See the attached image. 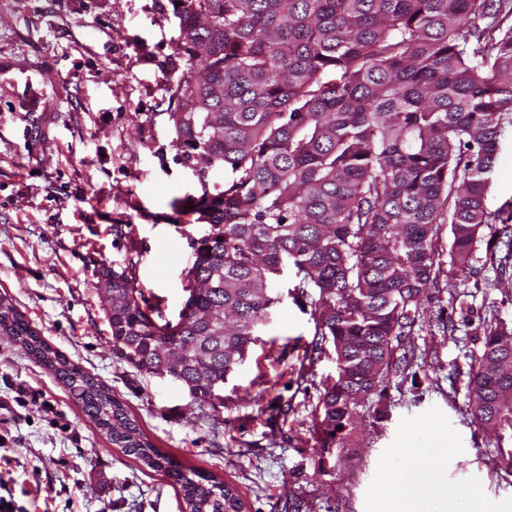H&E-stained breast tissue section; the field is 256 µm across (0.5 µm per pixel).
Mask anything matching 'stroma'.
Returning <instances> with one entry per match:
<instances>
[{
    "mask_svg": "<svg viewBox=\"0 0 512 512\" xmlns=\"http://www.w3.org/2000/svg\"><path fill=\"white\" fill-rule=\"evenodd\" d=\"M171 0H0V299L109 390L143 440L229 486L247 512H392L412 493L404 449L487 512H512L504 435L468 407L487 321L512 327V253L483 231L465 276L443 270L405 336L413 356L358 409L342 454L315 446L335 373L314 307L285 297L227 379L200 401L138 371L112 345L99 271L132 264L136 286L176 319L205 225L174 199L200 185L172 145L170 85L184 68ZM489 211L512 204V113L503 117ZM0 495L12 512H187L165 473L112 444L69 389L0 334Z\"/></svg>",
    "mask_w": 512,
    "mask_h": 512,
    "instance_id": "1",
    "label": "stroma"
}]
</instances>
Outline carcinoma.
Returning <instances> with one entry per match:
<instances>
[{
    "mask_svg": "<svg viewBox=\"0 0 512 512\" xmlns=\"http://www.w3.org/2000/svg\"><path fill=\"white\" fill-rule=\"evenodd\" d=\"M176 54L173 146L224 181L189 203L207 226L188 267L177 333L203 358L167 376L202 401L256 343L292 277L314 305L315 335L331 344L317 444L345 448L358 400L398 367L394 342L421 317L441 272L465 273L488 212L490 174L512 113V0H172ZM111 282L112 344L157 374L166 338L160 304L127 268ZM224 308V338L204 344L208 309ZM11 336L69 388L112 443L180 485L188 512H243L213 476L178 468L141 439L106 389L0 303ZM471 368V415L512 431V329L490 322Z\"/></svg>",
    "mask_w": 512,
    "mask_h": 512,
    "instance_id": "cac0c4a2",
    "label": "carcinoma"
}]
</instances>
